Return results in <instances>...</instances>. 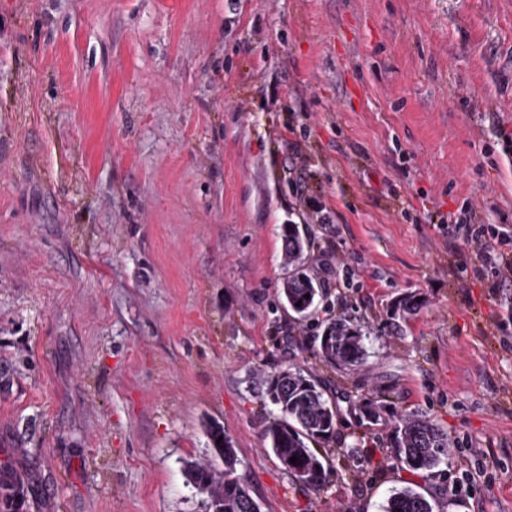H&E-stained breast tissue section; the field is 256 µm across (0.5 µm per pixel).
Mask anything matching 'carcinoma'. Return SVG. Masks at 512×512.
I'll use <instances>...</instances> for the list:
<instances>
[{
	"instance_id": "obj_1",
	"label": "carcinoma",
	"mask_w": 512,
	"mask_h": 512,
	"mask_svg": "<svg viewBox=\"0 0 512 512\" xmlns=\"http://www.w3.org/2000/svg\"><path fill=\"white\" fill-rule=\"evenodd\" d=\"M307 247L298 225H283V260L288 276L283 281L281 298L300 320L312 317L323 298L317 276L304 260ZM365 339L352 319H330L316 337L318 355L333 368L356 367L366 355ZM260 389L278 411L265 428L269 448L296 479L311 487L322 485L326 478L324 460L310 442L326 441L335 434L337 408L325 398L316 379L291 366L262 377ZM209 436L212 455L224 462V471H218L211 462H190L186 465L188 483L207 495L209 512H256L260 506L249 490L239 481L234 485L228 481L237 464L232 440L218 425L210 428ZM394 447L400 463L413 471L432 474L448 463V434L423 417L409 416L395 425ZM292 457L297 461L291 462ZM27 492L23 476L10 465L1 464L0 512H25ZM382 512H434V506L423 493L404 487L391 491Z\"/></svg>"
}]
</instances>
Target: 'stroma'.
<instances>
[{"label": "stroma", "mask_w": 512, "mask_h": 512, "mask_svg": "<svg viewBox=\"0 0 512 512\" xmlns=\"http://www.w3.org/2000/svg\"><path fill=\"white\" fill-rule=\"evenodd\" d=\"M510 137L512 0H0V464L27 512H208L184 468L214 423L261 512L405 486L512 512V281L450 223L512 233ZM284 224L344 280L315 320L361 326V366L282 305ZM291 364L342 410L318 487L264 437L255 381ZM407 415L447 432L441 471L397 461Z\"/></svg>", "instance_id": "35a3bbf8"}]
</instances>
